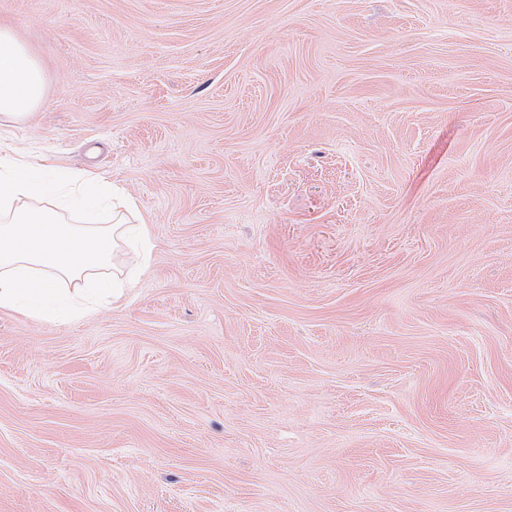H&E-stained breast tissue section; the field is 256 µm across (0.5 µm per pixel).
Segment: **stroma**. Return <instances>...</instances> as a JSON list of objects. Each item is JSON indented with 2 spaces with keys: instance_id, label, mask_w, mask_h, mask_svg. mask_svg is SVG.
Returning a JSON list of instances; mask_svg holds the SVG:
<instances>
[{
  "instance_id": "1",
  "label": "stroma",
  "mask_w": 512,
  "mask_h": 512,
  "mask_svg": "<svg viewBox=\"0 0 512 512\" xmlns=\"http://www.w3.org/2000/svg\"><path fill=\"white\" fill-rule=\"evenodd\" d=\"M156 248L0 310V512H512V0H0Z\"/></svg>"
}]
</instances>
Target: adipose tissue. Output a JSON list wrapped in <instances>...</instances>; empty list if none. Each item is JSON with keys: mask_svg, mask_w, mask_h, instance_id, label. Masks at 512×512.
<instances>
[{"mask_svg": "<svg viewBox=\"0 0 512 512\" xmlns=\"http://www.w3.org/2000/svg\"><path fill=\"white\" fill-rule=\"evenodd\" d=\"M44 83L39 61L0 23V116H33ZM102 200L112 208L111 223L68 221V214ZM131 208L128 197L100 177L13 147L0 150V310L71 322L120 302L131 282L119 254L130 252L143 273L154 249L147 225L125 222Z\"/></svg>", "mask_w": 512, "mask_h": 512, "instance_id": "obj_1", "label": "adipose tissue"}]
</instances>
